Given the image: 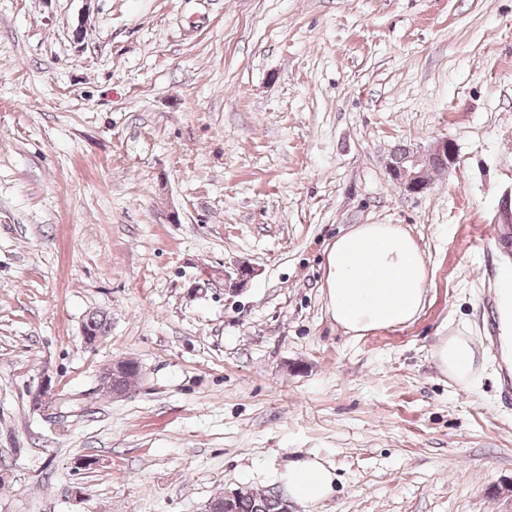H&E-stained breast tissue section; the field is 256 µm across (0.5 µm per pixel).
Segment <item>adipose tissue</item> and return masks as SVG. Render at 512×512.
Instances as JSON below:
<instances>
[{"label": "adipose tissue", "instance_id": "1", "mask_svg": "<svg viewBox=\"0 0 512 512\" xmlns=\"http://www.w3.org/2000/svg\"><path fill=\"white\" fill-rule=\"evenodd\" d=\"M429 273L418 242L398 224H362L338 236L327 256V301L336 323L361 336L414 321L423 309ZM479 350L465 336H447L432 355L457 385L469 386ZM289 495L302 503L325 499L336 473L321 461L291 462Z\"/></svg>", "mask_w": 512, "mask_h": 512}]
</instances>
